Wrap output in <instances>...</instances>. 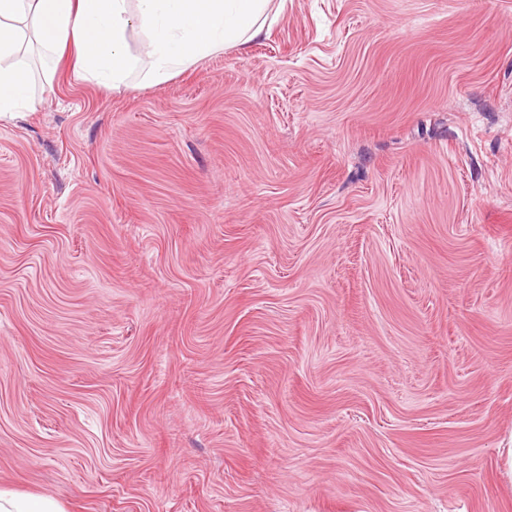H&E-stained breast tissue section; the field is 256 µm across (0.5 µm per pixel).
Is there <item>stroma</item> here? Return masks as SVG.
Segmentation results:
<instances>
[{
  "label": "stroma",
  "mask_w": 512,
  "mask_h": 512,
  "mask_svg": "<svg viewBox=\"0 0 512 512\" xmlns=\"http://www.w3.org/2000/svg\"><path fill=\"white\" fill-rule=\"evenodd\" d=\"M512 0H287L0 118V487L67 512H512Z\"/></svg>",
  "instance_id": "35a3bbf8"
}]
</instances>
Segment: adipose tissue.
<instances>
[{
  "label": "adipose tissue",
  "mask_w": 512,
  "mask_h": 512,
  "mask_svg": "<svg viewBox=\"0 0 512 512\" xmlns=\"http://www.w3.org/2000/svg\"><path fill=\"white\" fill-rule=\"evenodd\" d=\"M270 0H0V116L30 108L34 77L21 53L71 54L81 77L121 90L165 83L182 68L264 36ZM142 32L144 50L129 34Z\"/></svg>",
  "instance_id": "obj_1"
}]
</instances>
